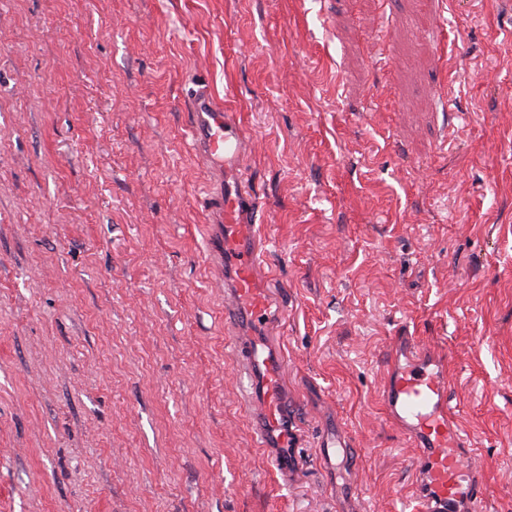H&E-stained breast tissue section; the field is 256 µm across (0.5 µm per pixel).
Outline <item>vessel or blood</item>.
Masks as SVG:
<instances>
[{
	"label": "vessel or blood",
	"mask_w": 512,
	"mask_h": 512,
	"mask_svg": "<svg viewBox=\"0 0 512 512\" xmlns=\"http://www.w3.org/2000/svg\"><path fill=\"white\" fill-rule=\"evenodd\" d=\"M193 144L220 187L209 190L208 210L223 225L218 253L232 266L235 285L224 300V332L232 361L247 386L263 382L256 413V434L287 431L288 404L279 387L281 358L270 355L246 335V328L267 322L270 304L255 286L261 257L255 238L242 233L255 201L242 183L247 141L234 114L218 105L207 89L187 99ZM388 416L416 448L411 466L416 474L413 512H485L486 492L478 473L463 465L471 441L449 398L448 378L441 362L431 358L415 337H396L387 357V377L381 395Z\"/></svg>",
	"instance_id": "1"
}]
</instances>
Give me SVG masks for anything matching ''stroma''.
<instances>
[{
	"mask_svg": "<svg viewBox=\"0 0 512 512\" xmlns=\"http://www.w3.org/2000/svg\"><path fill=\"white\" fill-rule=\"evenodd\" d=\"M199 83L250 138L284 450L225 347ZM403 329L512 512V0H0V512H406Z\"/></svg>",
	"mask_w": 512,
	"mask_h": 512,
	"instance_id": "obj_1",
	"label": "stroma"
}]
</instances>
